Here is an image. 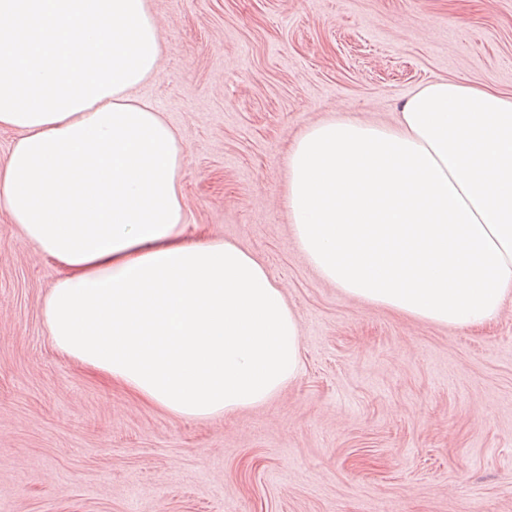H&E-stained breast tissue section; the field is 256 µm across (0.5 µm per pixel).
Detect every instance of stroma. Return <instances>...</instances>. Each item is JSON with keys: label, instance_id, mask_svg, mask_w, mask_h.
Wrapping results in <instances>:
<instances>
[{"label": "stroma", "instance_id": "stroma-1", "mask_svg": "<svg viewBox=\"0 0 512 512\" xmlns=\"http://www.w3.org/2000/svg\"><path fill=\"white\" fill-rule=\"evenodd\" d=\"M162 53L134 90L185 148L189 238L268 268L302 371L196 420L61 354L43 323L63 270L0 217V512H512V299L451 328L356 301L292 242L289 144L345 115L389 122L419 84L512 93V0H149Z\"/></svg>", "mask_w": 512, "mask_h": 512}]
</instances>
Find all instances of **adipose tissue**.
<instances>
[{
	"instance_id": "ef3b65f1",
	"label": "adipose tissue",
	"mask_w": 512,
	"mask_h": 512,
	"mask_svg": "<svg viewBox=\"0 0 512 512\" xmlns=\"http://www.w3.org/2000/svg\"><path fill=\"white\" fill-rule=\"evenodd\" d=\"M161 45L147 0H0V215L63 268L55 347L145 403L206 419L302 369L301 326L262 261L191 241L184 147L132 97ZM294 242L324 281L425 322L480 327L512 296V94L436 78L393 123L330 116L286 159Z\"/></svg>"
}]
</instances>
